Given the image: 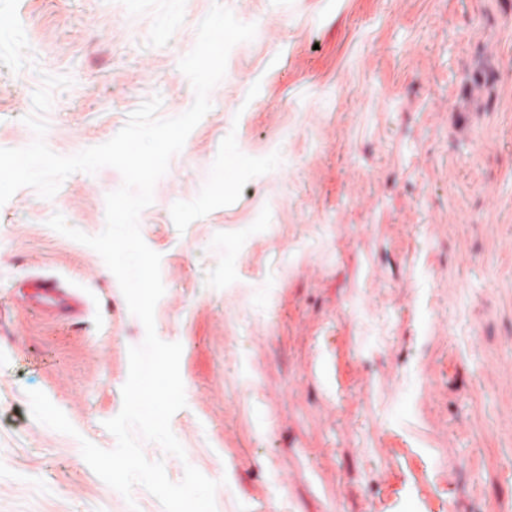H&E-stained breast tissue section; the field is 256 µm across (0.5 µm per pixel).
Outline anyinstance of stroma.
Returning a JSON list of instances; mask_svg holds the SVG:
<instances>
[{
	"label": "stroma",
	"instance_id": "35a3bbf8",
	"mask_svg": "<svg viewBox=\"0 0 512 512\" xmlns=\"http://www.w3.org/2000/svg\"><path fill=\"white\" fill-rule=\"evenodd\" d=\"M223 2L256 35L139 217L186 396L185 459L146 457L218 481L216 512H512V0ZM213 3L19 0L35 65H0V148L32 141L44 72L74 80L46 115L60 155L152 95L185 112L178 63ZM121 184L104 167L0 206V512H163L81 455L114 448L145 328L100 255L47 224L101 233ZM34 278L80 306L24 297ZM36 389L77 436L30 416Z\"/></svg>",
	"mask_w": 512,
	"mask_h": 512
}]
</instances>
